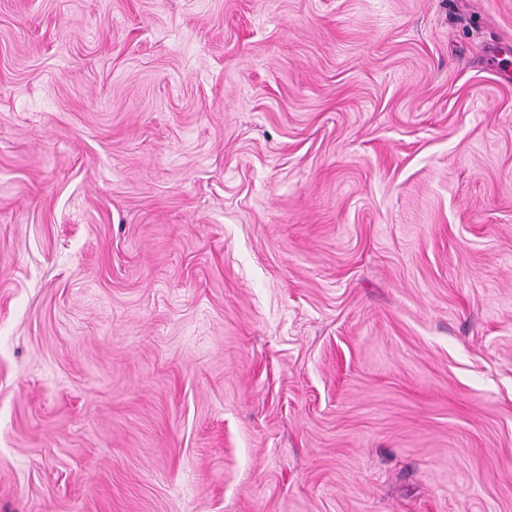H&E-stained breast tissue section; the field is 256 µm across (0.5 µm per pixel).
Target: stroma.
Returning <instances> with one entry per match:
<instances>
[{
  "instance_id": "stroma-1",
  "label": "stroma",
  "mask_w": 512,
  "mask_h": 512,
  "mask_svg": "<svg viewBox=\"0 0 512 512\" xmlns=\"http://www.w3.org/2000/svg\"><path fill=\"white\" fill-rule=\"evenodd\" d=\"M512 0H0V512H512Z\"/></svg>"
}]
</instances>
